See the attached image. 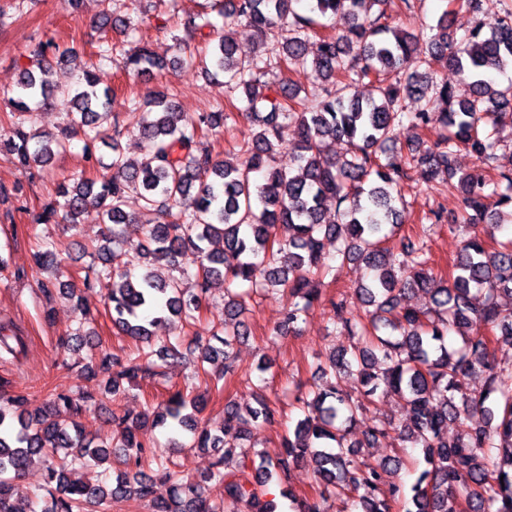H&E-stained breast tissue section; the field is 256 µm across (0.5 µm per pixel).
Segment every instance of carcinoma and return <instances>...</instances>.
I'll use <instances>...</instances> for the list:
<instances>
[{
  "label": "carcinoma",
  "mask_w": 512,
  "mask_h": 512,
  "mask_svg": "<svg viewBox=\"0 0 512 512\" xmlns=\"http://www.w3.org/2000/svg\"><path fill=\"white\" fill-rule=\"evenodd\" d=\"M97 15L99 28L137 29L130 20L114 16L112 0ZM387 0H224L219 15L224 25L243 26L257 39L249 62L237 56L233 37L217 30L206 13L186 19L192 38H205L198 57L170 59L142 45L126 58L135 76L173 71L189 61L222 77L226 87L242 90L251 109L241 153L217 159L195 150L196 139L224 127L227 113L218 108L188 116L167 90L134 102L128 120L110 119L112 87L106 63L112 47H99L97 61L75 84L52 79L48 53L65 61L71 49L51 40L33 44L25 61L16 63L20 87L12 104L24 120L0 137V151L21 168L49 165L70 148V142L38 132L30 125L34 109L57 106L65 111L67 130L82 133L90 164L98 162L92 147L99 142L112 150L107 173L61 183L44 204L39 224L74 228L88 208L101 211L109 224L85 271L82 285L106 284L105 305L112 324L137 342L136 352H107L96 332L78 322L66 341L69 349L89 348L82 366L84 377L102 378L113 398L139 377L159 374L160 364L180 356L169 339L154 334L160 322L197 319L202 300L217 280L224 281V320L210 336L195 337V374L205 391L176 390L155 408L137 415L111 412L114 436L98 444L86 433L80 416L91 396L74 390L50 395L47 407L30 413L22 393L0 399V512H23L18 506V482L38 460L46 462L45 494L29 502V512H112L131 499L149 502L152 512H235L246 502L250 512H276L267 500L272 478L287 477L290 465L311 459L321 490L297 502V512H327L330 497L353 494L361 512H512V361L497 358L501 346L512 348V309L498 304L512 296V240L491 247L488 227L503 220L502 208L512 207V171L461 170L457 152L464 148L484 159H495L500 128L512 125V82L500 86L496 74L512 66V8H507L488 33L470 28L453 30L458 11H443L429 27L428 53L421 69L400 77L398 69L416 50L419 35L391 25L383 5ZM347 20L336 34L314 31L317 18ZM288 26V37L276 48L263 40L265 31ZM276 56L289 63H310L325 83L317 100L302 106V90L280 81L276 97L266 95L265 64ZM445 63L466 75L469 94L459 97L436 77L434 65ZM417 104L413 112L404 103ZM430 134L396 147L395 130L404 120ZM135 129L145 144L138 162L126 160L120 137ZM296 142L295 166H272L276 148L285 137ZM340 141L343 153H326L327 141ZM440 180L461 197V223L469 229L452 277H436L422 247L412 241L394 252L385 246L405 222L404 181ZM139 195L156 220L146 225L139 245L144 263L127 267L126 241L121 226L133 217L124 210L128 194ZM336 201V222L325 221L323 204ZM288 231L281 238L279 229ZM336 242L341 263L358 262L368 278L350 296L331 302L337 334L355 338L351 349L328 357L322 375L326 384L297 397L304 418L283 439L285 455L273 461L244 446L254 426L276 422L277 410L264 392L244 409L229 403L224 419L213 426L199 418L209 392H221L239 374L234 346L247 336L243 296L288 290V309L277 332L296 331L299 323L321 303V287L336 281V266L324 256V240ZM35 265L58 273L63 260L41 245ZM195 265L194 287L175 279L163 280L153 271L158 264L182 268ZM46 294L56 289L82 307L79 289L58 279L39 281ZM425 292L431 306L419 310L403 304L406 295ZM463 338L460 349L448 348V336ZM22 328L0 321V361L18 362L25 353ZM224 359L223 368L207 365ZM356 377L362 398L343 392V373ZM474 376L479 388L470 386ZM394 394L404 402L405 423L384 419L371 427L358 444L347 431L365 404ZM470 424L448 437V423ZM152 422L177 436L191 434L192 445L213 453L211 469L197 477H181L168 468L169 459L138 439L142 424ZM395 434L421 449L425 468L405 497L402 485L386 484L383 475L400 462L386 458L370 465L357 459L352 447L372 448ZM153 463L171 482L169 496L153 497V479L144 464ZM104 466L108 474L97 483L77 476L84 466ZM223 488L220 498L209 495L208 483Z\"/></svg>",
  "instance_id": "obj_1"
}]
</instances>
